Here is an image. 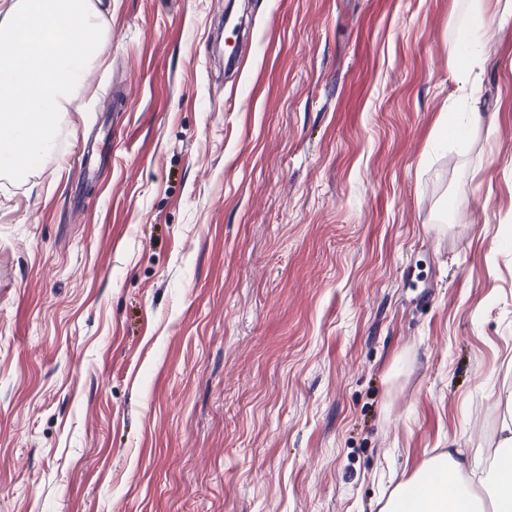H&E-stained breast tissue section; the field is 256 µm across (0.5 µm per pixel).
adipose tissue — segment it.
Wrapping results in <instances>:
<instances>
[{
  "instance_id": "ef3b65f1",
  "label": "adipose tissue",
  "mask_w": 512,
  "mask_h": 512,
  "mask_svg": "<svg viewBox=\"0 0 512 512\" xmlns=\"http://www.w3.org/2000/svg\"><path fill=\"white\" fill-rule=\"evenodd\" d=\"M380 512H512V419L501 429L487 476L458 449L441 451L395 486Z\"/></svg>"
}]
</instances>
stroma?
Listing matches in <instances>:
<instances>
[{"mask_svg":"<svg viewBox=\"0 0 512 512\" xmlns=\"http://www.w3.org/2000/svg\"><path fill=\"white\" fill-rule=\"evenodd\" d=\"M226 3L101 0L54 155L0 176V512H379L493 465L512 21L472 126L468 0ZM484 60L473 47L464 46L456 56L455 74L460 86V98L475 100L479 89V75Z\"/></svg>","mask_w":512,"mask_h":512,"instance_id":"35a3bbf8","label":"stroma"}]
</instances>
